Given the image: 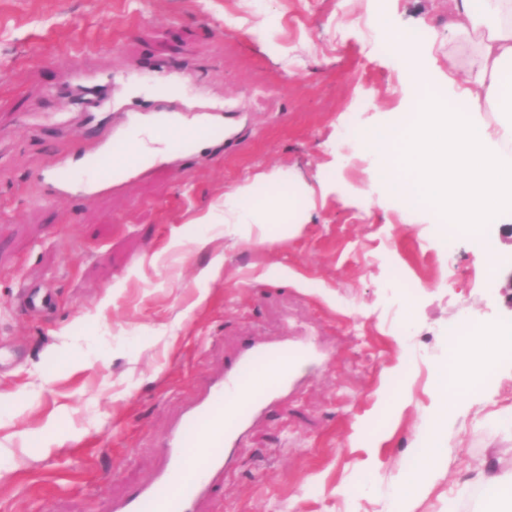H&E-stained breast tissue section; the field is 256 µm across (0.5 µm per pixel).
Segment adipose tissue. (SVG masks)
I'll use <instances>...</instances> for the list:
<instances>
[{"label": "adipose tissue", "instance_id": "1", "mask_svg": "<svg viewBox=\"0 0 512 512\" xmlns=\"http://www.w3.org/2000/svg\"><path fill=\"white\" fill-rule=\"evenodd\" d=\"M450 4L449 40L474 47L465 80L440 78L426 46L399 41L397 51L407 63L406 122L365 129L360 141L379 155L375 176L392 195L408 207L438 209L448 216L455 232L440 234L441 242H467L491 259L496 252L491 226L512 219V0ZM486 107L495 112L494 122L485 120ZM262 180L273 185V192L255 197L249 187H240L225 195L222 217L209 214L204 223L222 221L244 237L255 224H276L289 233L282 216L304 209L303 190L280 192L275 173ZM511 334L498 324L472 323L463 331L465 353L451 354L440 365L436 402L423 411L432 435L400 477V512H412L446 453L449 395L468 397L481 390L484 374L499 369Z\"/></svg>", "mask_w": 512, "mask_h": 512}]
</instances>
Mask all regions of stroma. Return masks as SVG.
<instances>
[{
  "label": "stroma",
  "mask_w": 512,
  "mask_h": 512,
  "mask_svg": "<svg viewBox=\"0 0 512 512\" xmlns=\"http://www.w3.org/2000/svg\"><path fill=\"white\" fill-rule=\"evenodd\" d=\"M449 0H0V512H112L163 464L160 445L241 340L307 345L288 390L251 421L202 512H395L399 469L465 312L512 322V222L497 273L444 246L431 212L374 172L362 129L402 113L405 63L383 28L430 26V64L461 77ZM111 76L107 94L69 71ZM173 108H221L237 145L159 155L126 189L46 202L43 173ZM308 186L305 224L245 241L197 218L260 173ZM211 242L199 246L201 237ZM223 252L219 276L206 273ZM50 294L48 312L17 302ZM404 392L391 410L381 392ZM450 453L414 512H482L476 476L512 473V365L451 402Z\"/></svg>",
  "instance_id": "1"
}]
</instances>
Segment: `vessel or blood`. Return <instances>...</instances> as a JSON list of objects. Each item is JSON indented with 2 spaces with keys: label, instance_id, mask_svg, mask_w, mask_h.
I'll return each mask as SVG.
<instances>
[{
  "label": "vessel or blood",
  "instance_id": "obj_1",
  "mask_svg": "<svg viewBox=\"0 0 512 512\" xmlns=\"http://www.w3.org/2000/svg\"><path fill=\"white\" fill-rule=\"evenodd\" d=\"M138 149L136 141L116 138L82 171L57 164V183L64 192L123 188L141 170L134 160ZM310 355V349L294 346L268 351L253 344L242 348L228 368L215 371L204 396L170 429L162 446L164 464L153 480L130 491L115 512H197L231 461L237 435L274 393L293 383ZM257 369L268 380L260 391L252 377Z\"/></svg>",
  "mask_w": 512,
  "mask_h": 512
}]
</instances>
